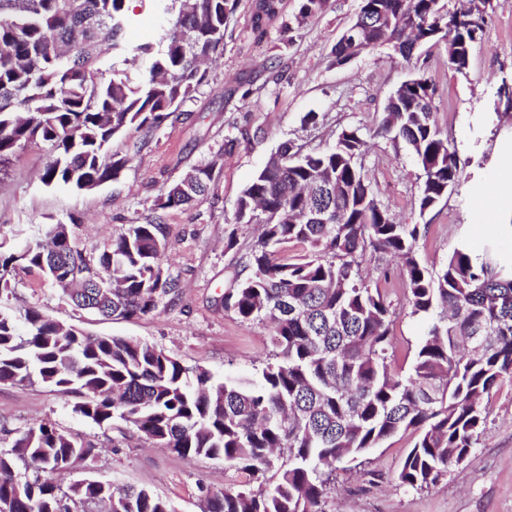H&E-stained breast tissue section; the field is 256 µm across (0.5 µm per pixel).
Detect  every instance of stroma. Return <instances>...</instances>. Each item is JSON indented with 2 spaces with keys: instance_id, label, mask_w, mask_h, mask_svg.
I'll return each instance as SVG.
<instances>
[{
  "instance_id": "stroma-1",
  "label": "stroma",
  "mask_w": 512,
  "mask_h": 512,
  "mask_svg": "<svg viewBox=\"0 0 512 512\" xmlns=\"http://www.w3.org/2000/svg\"><path fill=\"white\" fill-rule=\"evenodd\" d=\"M251 3L240 0L224 32L223 56L211 64L207 83L178 119L109 143L110 153L129 159L119 181L83 192L44 185L40 176L51 147L41 141L19 150L0 172V250L45 240L49 225L69 223L74 245L94 260L126 225L158 216L165 226L163 264L182 283L178 297L139 319L106 320L76 308L38 273L21 270L9 283L11 311L35 306L94 336L147 342L183 365L207 369L219 382L256 378L276 351L272 330L240 319L221 303L234 279L245 277L247 247L262 231L261 225H250L237 245L227 248L236 200L280 143L325 149L346 128L360 129L367 139L362 164L381 205L396 222L427 225L418 241L427 266L440 267L463 242L512 250V232L505 230L512 211L488 214L482 207L505 160L499 147L512 141V107L498 96L501 85L512 86V0H492L463 76L449 68L442 43L421 47L409 60L384 45L334 66L331 48L360 0H330L325 12L294 31L288 45L277 29L262 38L253 33ZM417 74L436 85L434 119L461 171L447 197L426 212L419 209L423 178L413 156L404 145L374 135L391 92ZM308 112L318 113L317 126H302ZM228 139L237 145L226 153ZM200 162L215 165L210 192L190 208L159 210L170 184ZM364 269L397 313L394 360L409 370L424 321L404 306V281L393 258L373 257ZM75 401L74 395L40 383L0 384V428L49 421L96 446L92 459L62 476L63 485L108 481L146 489L168 500L175 512H201L200 486L219 492L243 479L223 460L180 458L124 424L106 429L86 422L72 413ZM486 405L485 434L436 486L415 490L399 483L414 440L401 433L364 456L362 464L337 466L326 512H512V385L493 390Z\"/></svg>"
}]
</instances>
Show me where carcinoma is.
I'll list each match as a JSON object with an SVG mask.
<instances>
[{"mask_svg":"<svg viewBox=\"0 0 512 512\" xmlns=\"http://www.w3.org/2000/svg\"><path fill=\"white\" fill-rule=\"evenodd\" d=\"M126 0H0V168L37 141L51 146L41 181L81 189L120 179L129 159L107 152L113 137L160 128L208 82L203 60L224 52V30L239 0H151L163 22L135 45ZM329 0H301L282 32L300 29ZM281 0H254L259 34L280 17ZM372 16L370 49L480 39L486 11L462 15L443 0H361ZM425 76L389 97L376 135L402 141L424 173L420 210L434 207L459 178L455 152L432 112ZM357 129L336 145L303 152L278 147L241 191L227 246L263 224L248 254L249 274L224 292V309L268 322L278 351L259 378L217 382L134 338L88 336L36 307L17 316L0 305V384L42 383L78 397L72 412L99 427L120 422L182 458H222L246 482L213 493L202 512H325V468L356 461L400 432L417 438L398 473L423 490L467 458L486 430L484 400L512 384V257L478 255L462 244L439 268L421 260L425 224H399L376 199L360 162ZM211 162L171 185L159 208L183 207L214 181ZM329 215L333 223L321 220ZM165 227L129 224L91 263L69 241L64 254L33 244L0 252V302L18 267L40 271L77 307L140 318L180 291L162 265ZM296 243L303 253L279 257ZM400 259L406 305L426 320L409 372L391 368L390 303L364 276L366 257ZM95 447L52 422L15 432L0 450V512H73L110 502L109 512H175L145 489L77 482L63 491L62 467Z\"/></svg>","mask_w":512,"mask_h":512,"instance_id":"cac0c4a2","label":"carcinoma"}]
</instances>
